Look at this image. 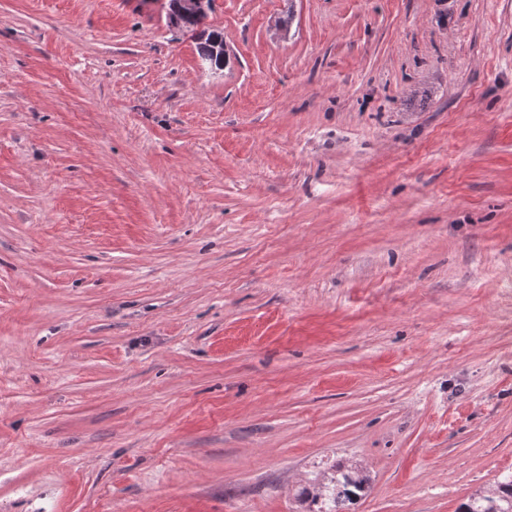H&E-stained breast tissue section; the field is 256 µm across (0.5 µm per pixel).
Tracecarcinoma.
I'll use <instances>...</instances> for the list:
<instances>
[{
    "label": "carcinoma",
    "mask_w": 512,
    "mask_h": 512,
    "mask_svg": "<svg viewBox=\"0 0 512 512\" xmlns=\"http://www.w3.org/2000/svg\"><path fill=\"white\" fill-rule=\"evenodd\" d=\"M176 26L198 40L199 56L214 71L225 64L224 31L205 26L204 18L179 16ZM370 476L354 465L337 466L323 476L315 490L303 489L302 495L312 504H321L316 512H346L368 487ZM458 512H512V477L498 482L495 488L474 493L462 503Z\"/></svg>",
    "instance_id": "1"
}]
</instances>
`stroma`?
<instances>
[{
  "label": "stroma",
  "mask_w": 512,
  "mask_h": 512,
  "mask_svg": "<svg viewBox=\"0 0 512 512\" xmlns=\"http://www.w3.org/2000/svg\"><path fill=\"white\" fill-rule=\"evenodd\" d=\"M0 0V512H457L512 475V0ZM207 16H178L176 26L182 31L190 32L198 40L200 58L208 61V66L214 71L222 70L225 64L224 32L205 26ZM370 476L357 465L336 466L327 475H323L315 491L304 488L302 495L315 505V512H344L368 487ZM323 508V510H322Z\"/></svg>",
  "instance_id": "35a3bbf8"
}]
</instances>
